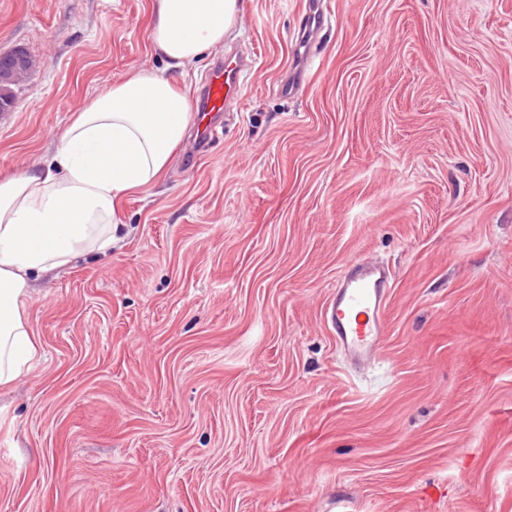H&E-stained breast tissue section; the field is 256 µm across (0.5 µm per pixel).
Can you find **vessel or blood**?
<instances>
[{"mask_svg": "<svg viewBox=\"0 0 512 512\" xmlns=\"http://www.w3.org/2000/svg\"><path fill=\"white\" fill-rule=\"evenodd\" d=\"M243 75L242 63L229 58L211 68L202 87L200 111L207 119L202 138L216 132L215 116L236 101ZM392 286L387 267L367 257L354 258L338 276L324 306V322L338 350L359 370L371 369L380 357L386 336L383 311Z\"/></svg>", "mask_w": 512, "mask_h": 512, "instance_id": "b4317fda", "label": "vessel or blood"}]
</instances>
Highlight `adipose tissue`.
Listing matches in <instances>:
<instances>
[{
  "instance_id": "1",
  "label": "adipose tissue",
  "mask_w": 512,
  "mask_h": 512,
  "mask_svg": "<svg viewBox=\"0 0 512 512\" xmlns=\"http://www.w3.org/2000/svg\"><path fill=\"white\" fill-rule=\"evenodd\" d=\"M237 13L238 0H154L149 40L179 68L222 45ZM192 110L186 85L138 72L77 112L43 166L0 178V387L39 354L24 315L34 282L111 248L123 195L160 179Z\"/></svg>"
}]
</instances>
